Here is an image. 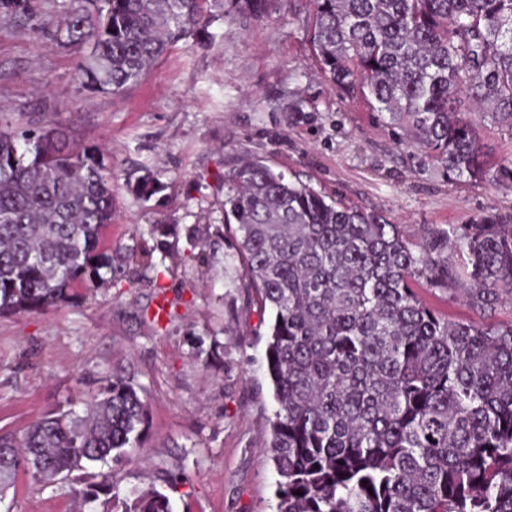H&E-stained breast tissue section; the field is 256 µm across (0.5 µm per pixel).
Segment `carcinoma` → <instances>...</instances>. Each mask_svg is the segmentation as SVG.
I'll return each instance as SVG.
<instances>
[{
  "label": "carcinoma",
  "mask_w": 512,
  "mask_h": 512,
  "mask_svg": "<svg viewBox=\"0 0 512 512\" xmlns=\"http://www.w3.org/2000/svg\"><path fill=\"white\" fill-rule=\"evenodd\" d=\"M274 0H84L57 24L89 41L76 82L119 94L196 28L270 14ZM323 72L366 99L394 134L450 182L492 167L461 95L512 132V0H312ZM32 0H0L22 23ZM141 202L167 184L126 179ZM245 287L270 310L265 359L275 402L267 453L276 512H512V322L440 316L423 284L495 309L512 294V213L487 211L422 245L375 212L344 206L259 163L224 196ZM112 224V170L58 127L0 131V316L73 304L130 261L101 250ZM160 262L174 255L153 224ZM452 250L458 261L442 254ZM147 404L123 377L82 411L56 410L0 435V499L23 470L67 479L79 512H172L150 485L122 495L111 462L140 443Z\"/></svg>",
  "instance_id": "cac0c4a2"
}]
</instances>
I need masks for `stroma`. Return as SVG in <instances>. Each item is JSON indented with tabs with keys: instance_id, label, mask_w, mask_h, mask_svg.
<instances>
[{
	"instance_id": "1",
	"label": "stroma",
	"mask_w": 512,
	"mask_h": 512,
	"mask_svg": "<svg viewBox=\"0 0 512 512\" xmlns=\"http://www.w3.org/2000/svg\"><path fill=\"white\" fill-rule=\"evenodd\" d=\"M74 0H35L22 26L0 22V128L53 121L77 147H101L114 177L116 256L153 246V224L207 232L179 242L159 282L127 266L83 291L76 304L0 317V434H21L57 409H82L103 380L133 381L149 407L139 448L113 464L119 491L179 483L174 512H275L278 476L266 448L274 400L264 351L268 323L251 302L224 234V179L259 162L343 205L382 214L413 244L482 212H512V183H451L414 146L399 144L370 104L336 89L310 39L311 0H276L271 15H237L179 41L138 84L119 94L79 90L91 43L56 36ZM475 120L495 166H512V133ZM168 185L138 203L128 174ZM440 314L477 323L512 321V296L484 315L445 288H420ZM171 318L155 319L160 300ZM65 483L20 474L0 512H76Z\"/></svg>"
}]
</instances>
